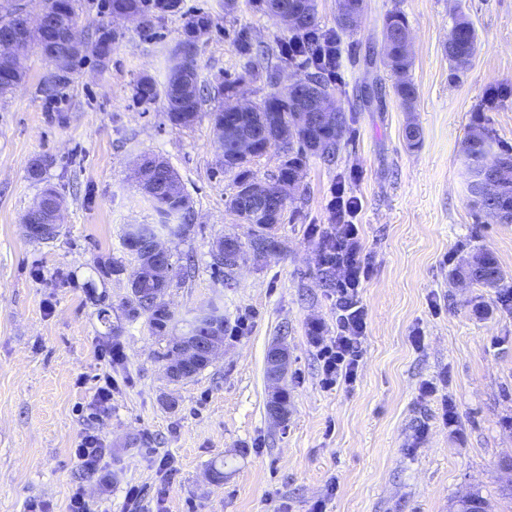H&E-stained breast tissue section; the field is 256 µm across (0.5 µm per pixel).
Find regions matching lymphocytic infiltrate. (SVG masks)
<instances>
[{"instance_id": "obj_1", "label": "lymphocytic infiltrate", "mask_w": 512, "mask_h": 512, "mask_svg": "<svg viewBox=\"0 0 512 512\" xmlns=\"http://www.w3.org/2000/svg\"><path fill=\"white\" fill-rule=\"evenodd\" d=\"M360 209L356 197L335 188L328 203L331 226L329 247L322 255L336 280V334L324 337L312 326L310 340L318 350L325 385H350L356 380L358 358L366 331V311L361 291L370 264L355 219Z\"/></svg>"}]
</instances>
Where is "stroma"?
Returning a JSON list of instances; mask_svg holds the SVG:
<instances>
[{
	"label": "stroma",
	"instance_id": "35a3bbf8",
	"mask_svg": "<svg viewBox=\"0 0 512 512\" xmlns=\"http://www.w3.org/2000/svg\"><path fill=\"white\" fill-rule=\"evenodd\" d=\"M181 6L149 38L113 20L124 37L107 67L85 60L52 105L38 90L47 60L25 54V83L0 102V512H68L79 487L92 512H125L133 485L144 491V512H309L318 500L326 512H452L470 493L496 498L498 463L512 457V224L476 217L462 145L479 123L512 147V92L489 97L512 88V0H367L357 33L340 40L330 83L350 132L332 161L303 166L273 230L284 250L260 259L244 250L228 278L214 272L215 243L247 239L248 227L225 205L234 185L218 163L213 106L203 105L193 127L177 128L161 104L134 102L133 88L144 74L165 81L183 24L199 11L214 19L197 57L201 79L246 76L244 97L254 103L271 92L270 76L284 83L310 66L281 61L290 31L248 0L230 15L222 0ZM395 12L412 36L407 78L417 97L409 111L381 61L383 23ZM459 12L476 32L462 72L445 50ZM240 30L267 51L251 72L233 41ZM410 124L421 133L415 148L405 139ZM144 155L170 163L195 213L191 231L168 242L172 332L213 304L228 329L223 354L178 384L163 372L168 337L123 311L137 263L124 231L159 221L130 179ZM38 157L48 161L39 183L28 174ZM339 184L361 203L371 273L361 292L357 380L328 388L310 330L336 329L319 238ZM47 185L62 198V221L54 237L37 241L22 220ZM479 251L504 271L498 286L460 280ZM105 260L122 272L100 277ZM275 342L290 357L281 424L267 414L265 356ZM106 345L120 346L122 359L101 358ZM106 374L112 408L94 419L89 405ZM87 428L109 449L92 476L72 454ZM164 457L175 467L168 477ZM214 466L224 471L218 484L209 478Z\"/></svg>",
	"mask_w": 512,
	"mask_h": 512
}]
</instances>
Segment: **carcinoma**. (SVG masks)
<instances>
[{
    "instance_id": "obj_1",
    "label": "carcinoma",
    "mask_w": 512,
    "mask_h": 512,
    "mask_svg": "<svg viewBox=\"0 0 512 512\" xmlns=\"http://www.w3.org/2000/svg\"><path fill=\"white\" fill-rule=\"evenodd\" d=\"M180 0H105V13H128L138 18L139 33L151 35L156 23L168 13L179 8ZM259 11L270 19H276L274 7L282 4L283 9L296 16L298 26L291 29L292 39L298 40L318 30L316 0H249ZM48 16L53 18V27L46 31H33L23 9L22 0H0V30L9 29L22 35L28 48L41 54L51 68L42 77L40 92L48 100L62 95L72 80L75 67L88 57L94 58L97 66L105 68L122 34L114 31L100 20L84 16L79 0H44ZM74 26L93 30L88 42L82 48L73 46L65 39V33ZM213 26L210 14L198 12L187 18L180 39L172 54V63L164 83H158L152 76H141L134 87V99L140 104L162 102L168 121L180 128H190L201 118L202 105L207 99L218 100V106L209 113L216 136V150L224 173L233 175L234 192L226 201L227 208L243 223L250 225L248 246L255 256L263 257L271 250L283 249L281 241L265 233L267 226L280 223L284 208L268 203L259 205L256 197L258 186L263 184L253 170V160L262 156L270 147L282 149L284 160L278 173L271 179V185L288 187L293 173L299 170L310 157L332 161L336 150L348 132L345 112L330 114L320 122L302 120L300 96L278 89L264 98L247 112L234 111L229 102L244 82L239 76L233 80L224 79L211 85L200 79L196 57L201 36ZM476 44L474 29L462 30L452 27L448 33V60L453 69L462 71L469 67ZM383 63L392 70L404 72L412 66L411 58L401 50L399 40L393 39L382 44ZM25 72L16 70L10 52L0 46V101L11 95L24 81ZM303 88L318 94L330 95L328 80L319 72L309 73L302 78ZM395 94L401 104L409 107L416 99V88L410 81L395 85ZM481 140L471 137L463 143L464 159L474 164V170L485 159L489 151L485 146L493 139L488 129L478 127ZM248 141L253 153L247 157L240 152V143ZM497 168L504 170L497 181L494 195L482 194L479 184L467 180V192L473 208L483 210L492 206L500 213L502 222L512 223V152L500 149L495 153ZM138 185L160 217L158 224H140L133 230L125 231L123 246L136 258L144 256L151 241L161 233L184 236L191 231L194 214L190 200L181 186L179 176L172 166L162 158L143 156L138 162ZM475 264L466 274L475 282L494 287L503 274L496 261L487 253L474 255ZM136 290L130 292L124 302L128 316L145 317L150 331L158 336L166 334L174 320V313L163 302L149 303L152 289L158 283L134 281ZM224 318L213 322L195 316L187 321L186 335L191 338L204 337L212 333L224 335ZM455 512H489V502L479 494L459 499Z\"/></svg>"
}]
</instances>
